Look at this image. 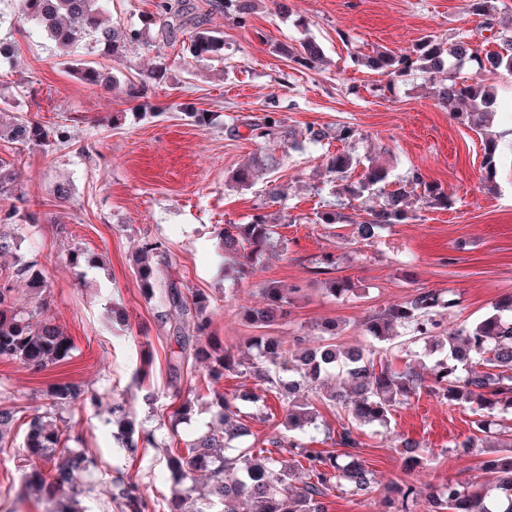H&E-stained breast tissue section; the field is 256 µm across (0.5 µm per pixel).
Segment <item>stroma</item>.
I'll list each match as a JSON object with an SVG mask.
<instances>
[{
  "label": "stroma",
  "instance_id": "35a3bbf8",
  "mask_svg": "<svg viewBox=\"0 0 512 512\" xmlns=\"http://www.w3.org/2000/svg\"><path fill=\"white\" fill-rule=\"evenodd\" d=\"M290 16L274 5L239 25L230 15L214 14L209 28L224 37V58L206 61L187 51L188 33L171 43L127 48L121 58L77 49L60 56L31 26L0 25V40L14 55L0 62V98L8 101L0 122L23 115L47 128H63L67 141L49 148L0 140V162L16 175L20 199L17 221L25 230L20 255L38 259L47 281L43 295L29 299L24 283L13 280L15 257L0 256V284H15L20 306L33 321L52 319L69 336L68 359L47 368L0 361V403L22 407L11 446L0 449V512H45L44 501L24 494L22 445L27 415L49 410L53 383L81 384L97 394L99 405H70L62 410L68 446L84 448L98 468L87 480L85 512H121L110 494L116 473L136 482L148 502L147 512H163L171 496L166 473L170 448L217 426L203 382L204 368L173 370L179 347L161 320L158 299L144 296L134 255L147 240L166 249L165 274L186 292L212 300L213 330L252 363L242 342L257 330L240 316L243 306L261 304L259 289L277 280L301 286L287 319L267 332L283 339L320 341V327L336 321L337 343H366L365 318L406 300L416 289L460 291L463 303L444 317L445 327L473 321L496 301L512 295V75L502 73L494 130L499 147L494 179L482 166L483 144L469 126L449 117L435 98L436 86L422 73L405 81L354 64L353 56L377 48L411 47L426 36H465L484 49H495L496 31L484 29L465 10V0H288ZM349 42H342L340 33ZM309 35L321 45L325 60L306 69L283 54V45ZM168 70L148 95L161 107L144 114L130 84L159 61ZM78 63L116 76L113 92L84 84L72 72ZM217 113L216 123L201 127L185 106ZM274 112L296 133L298 148L275 139L264 144L232 134L243 118ZM350 125L360 132L345 144L333 139L312 144L310 127ZM372 157L398 184L420 172L425 181L448 193V209L423 208L416 220L395 224L373 242H358L350 229L316 224L315 213L341 209L357 215L362 203H338L325 159L340 151ZM272 156L277 166L252 187L237 188L232 173L253 156ZM69 184L68 200L58 199L56 184ZM281 198L269 203V186ZM269 206L278 218V247L242 282L225 277L230 263L220 248V233L246 223L257 207ZM99 255L100 264L82 270L69 263L72 250ZM325 252L339 255L335 268L319 272L311 260ZM350 278L356 293L328 296L326 280ZM126 321H112L113 307ZM191 399L187 420L172 424L171 413ZM125 400L137 427L154 431L159 447L129 455L112 436L108 412L113 400ZM473 415L466 406H448L421 391L397 404L385 427L362 428L361 455L376 474L378 490L367 499L334 491L329 512H385L384 500L395 484L438 487L448 481L479 486L485 448L464 449ZM418 441L422 462H405L392 448V436Z\"/></svg>",
  "mask_w": 512,
  "mask_h": 512
}]
</instances>
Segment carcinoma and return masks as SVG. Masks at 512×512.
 Returning a JSON list of instances; mask_svg holds the SVG:
<instances>
[{"label":"carcinoma","mask_w":512,"mask_h":512,"mask_svg":"<svg viewBox=\"0 0 512 512\" xmlns=\"http://www.w3.org/2000/svg\"><path fill=\"white\" fill-rule=\"evenodd\" d=\"M19 21L30 24L48 40L66 50L85 43L102 48L118 58L127 46L139 43L147 29L157 27V35L168 42L185 26L188 18L197 17L199 6L193 0H156L155 12L142 23L117 31L103 22L105 0H13ZM260 0H206L217 13L232 12L245 23L258 9ZM467 11L485 19L488 26L498 21L502 27L496 49L481 52V48L460 37L453 42L429 37L411 49L399 52L376 50L357 57V63L386 75L390 80L404 79L421 72L429 79H440L437 99L448 114L484 131L483 167L493 175L496 136L488 130L495 112L497 96L489 83L490 76L500 71L512 74V18L498 15L495 0H467ZM207 20L195 23V35L189 51L196 59L224 58L223 36L206 27ZM285 51L294 63L311 69L322 61L318 43L303 37L289 44ZM477 65L472 77L460 78L463 67ZM78 78L91 86L120 88L114 76L84 65L73 69ZM248 139L266 141L293 137L282 119L266 114L245 123ZM26 145L48 147L50 140H64V131H48L29 118H17L0 137ZM359 136L349 125L334 130L309 129V140L320 143L331 137L341 142ZM361 164L360 159L340 152L327 159L331 181L336 193L353 199H366L364 216L360 220L334 212L315 213L316 224H346L351 236L368 241L378 237L380 230L393 224H406L416 219L409 203V191L403 187L388 189L389 172L372 161L364 166L360 180L350 182L347 173ZM269 169L267 160L254 159L240 166L231 176L239 188L253 185L258 173ZM408 183L423 187L419 197L428 208H448V193L437 183L425 181L419 172L412 173ZM14 177L10 168L0 163V200L14 197ZM275 224L270 215L259 211L245 224H232L222 234L224 252L243 259V272L258 263L274 242ZM163 244L146 240L136 257L137 271L143 292L152 298L160 294L164 305L177 315L173 328L179 345L177 363L202 364L211 386V403L218 408L224 427L209 430L184 442V449L167 457V469L172 480V494L167 512H328L326 499L336 489L351 497H364L375 489V475L360 455L359 436L350 428H342L337 444L346 448L340 454L317 451L307 446L306 435L319 430L318 416L308 402H298L301 392H318L332 387L328 401L345 408L359 426L385 424L398 401L424 390L450 406L467 405L476 415L473 421L478 433L491 429L486 412L495 409L512 410V296L496 302L493 310L478 320L464 322L446 329L442 313L461 306V293L419 288L402 302L369 315L363 324L365 336L378 343H391L401 331H409L417 341H423L430 354H441L430 378L410 367L402 372L387 368L376 369L370 348L345 349L336 344V324L323 328L325 344L316 349L303 346L299 336L284 343L274 336H251L245 347L254 352V378L266 386V392L288 397L286 417L288 434L270 436L264 447H237L253 435L249 420L266 421V416L243 414L245 403L258 404V395H228L220 384L228 372L237 370L230 349L224 348L212 332V302L204 293L186 296L179 283L164 281L160 265L153 262L164 257ZM15 276L27 282L34 293H43L47 282L38 261L17 260ZM355 288L346 278L327 283L326 292L341 299L354 294ZM298 292L292 285L269 281L262 288L264 305L245 307L242 317L256 328L276 322L291 296ZM73 350L71 338L61 327L47 319L36 324L20 307L10 286L0 285V360L14 361L37 368L61 362ZM51 406L61 409L77 401L99 403L95 394L85 396V390L71 382L51 388ZM112 424L117 426L114 438L127 452H137L139 443L158 446L155 432L136 431L132 412L124 401H115L109 409ZM16 407L0 406V446L12 438L18 420ZM62 429L48 413H35L28 421L23 450L29 462L24 473L23 488L37 492L48 503L56 501L59 492L66 494L70 506L65 512H80L78 505L87 491L82 478L97 468L96 459L84 449H58ZM290 460H283V453ZM493 480L478 491H472L457 481L424 498L411 484L398 489L396 512H414L418 504L423 512H512V454L493 455L484 462ZM305 480L294 484L297 472ZM197 472L207 473L205 487L199 493L198 505L187 507L186 482ZM113 498L120 501L123 512H146L147 504L138 484L126 479L121 472L112 478Z\"/></svg>","instance_id":"1"}]
</instances>
